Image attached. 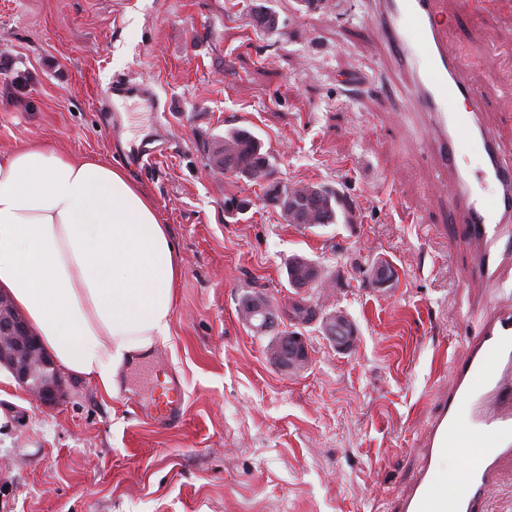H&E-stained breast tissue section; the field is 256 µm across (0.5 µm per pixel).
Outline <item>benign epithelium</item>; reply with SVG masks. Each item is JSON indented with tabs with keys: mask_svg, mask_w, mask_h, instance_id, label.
<instances>
[{
	"mask_svg": "<svg viewBox=\"0 0 512 512\" xmlns=\"http://www.w3.org/2000/svg\"><path fill=\"white\" fill-rule=\"evenodd\" d=\"M246 324L260 332H275L268 347L270 358L286 369H299L307 362L305 336L297 328L280 330V308L264 297L247 303ZM327 335L342 348L351 343L355 331L350 320L340 311L322 315ZM6 369L14 380L37 401L51 407L60 398V375L53 357L42 348L25 316L10 296L0 289V369Z\"/></svg>",
	"mask_w": 512,
	"mask_h": 512,
	"instance_id": "1",
	"label": "benign epithelium"
}]
</instances>
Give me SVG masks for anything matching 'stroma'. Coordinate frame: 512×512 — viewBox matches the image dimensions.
Listing matches in <instances>:
<instances>
[{"mask_svg": "<svg viewBox=\"0 0 512 512\" xmlns=\"http://www.w3.org/2000/svg\"><path fill=\"white\" fill-rule=\"evenodd\" d=\"M448 40L485 79L481 118L512 151V0H447ZM269 8L273 29L253 23ZM369 0H0V151L27 141L124 168L149 194L183 264L172 334L121 372L117 392L63 373L44 408L0 373V512H397L422 461L432 393L479 321V291L450 246L447 187L370 19ZM117 75L165 106L168 150L142 164L138 99L120 115L99 90ZM251 130L275 182L322 184L351 222L304 228L263 189L209 170L205 144ZM326 281L288 284L293 255ZM394 271L371 280L379 262ZM304 299L355 328L336 349L303 329L308 363L277 366L242 302ZM179 378L185 414L141 408Z\"/></svg>", "mask_w": 512, "mask_h": 512, "instance_id": "1", "label": "stroma"}]
</instances>
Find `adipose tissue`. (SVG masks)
<instances>
[{"instance_id":"1","label":"adipose tissue","mask_w":512,"mask_h":512,"mask_svg":"<svg viewBox=\"0 0 512 512\" xmlns=\"http://www.w3.org/2000/svg\"><path fill=\"white\" fill-rule=\"evenodd\" d=\"M182 272L123 168L39 142L0 152V288L69 372L114 392L121 367L170 336Z\"/></svg>"}]
</instances>
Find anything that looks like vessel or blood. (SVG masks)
<instances>
[{
	"label": "vessel or blood",
	"instance_id": "b4317fda",
	"mask_svg": "<svg viewBox=\"0 0 512 512\" xmlns=\"http://www.w3.org/2000/svg\"><path fill=\"white\" fill-rule=\"evenodd\" d=\"M372 23L392 64L411 80L413 110L434 144L430 164L448 179V212L460 226L452 247L469 258L463 280L501 290L503 272L512 267V162L479 118L480 80L461 77L465 63L448 43L445 0H377ZM143 90L121 75L101 94L126 99ZM469 152L476 165L465 164ZM435 406L423 433L422 464L398 512H486L501 464L512 462V303L482 300L481 320ZM452 448L466 455L455 476L443 465Z\"/></svg>",
	"mask_w": 512,
	"mask_h": 512
}]
</instances>
